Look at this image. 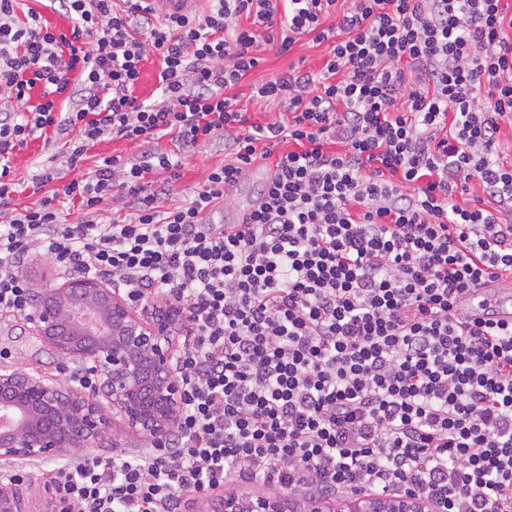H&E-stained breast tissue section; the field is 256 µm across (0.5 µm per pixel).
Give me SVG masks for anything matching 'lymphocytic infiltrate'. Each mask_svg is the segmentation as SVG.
I'll list each match as a JSON object with an SVG mask.
<instances>
[{"label":"lymphocytic infiltrate","mask_w":512,"mask_h":512,"mask_svg":"<svg viewBox=\"0 0 512 512\" xmlns=\"http://www.w3.org/2000/svg\"><path fill=\"white\" fill-rule=\"evenodd\" d=\"M337 2L210 0L204 15L163 17L148 0H61L63 32L0 0V314H30L36 253L133 303L170 298L193 329L173 433L128 460L49 470L58 512H179L232 480L512 512V322L466 310L472 290L512 275L499 155L512 8ZM305 36L327 44L323 67L253 85L282 114L251 121L233 89L266 46ZM152 55L160 96L145 103L135 88ZM219 137L230 160L165 205L187 153ZM38 139L63 143L67 166L34 175L47 193L20 209L14 159ZM105 141L140 153L96 152ZM268 157L255 208L214 222ZM112 202L124 219L101 223Z\"/></svg>","instance_id":"f902f5d3"}]
</instances>
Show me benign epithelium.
<instances>
[{"instance_id": "benign-epithelium-1", "label": "benign epithelium", "mask_w": 512, "mask_h": 512, "mask_svg": "<svg viewBox=\"0 0 512 512\" xmlns=\"http://www.w3.org/2000/svg\"><path fill=\"white\" fill-rule=\"evenodd\" d=\"M40 336L94 388L39 373L0 371V461L52 459L90 452L107 436L158 443L172 432L184 390L175 350L190 336L181 307L163 300L132 304L120 289L75 275L41 292L32 314ZM206 512H331L321 499L234 491L205 498ZM345 512H442L416 496L359 495Z\"/></svg>"}]
</instances>
